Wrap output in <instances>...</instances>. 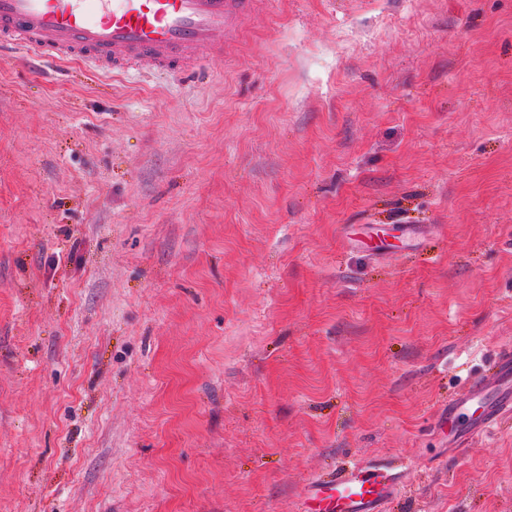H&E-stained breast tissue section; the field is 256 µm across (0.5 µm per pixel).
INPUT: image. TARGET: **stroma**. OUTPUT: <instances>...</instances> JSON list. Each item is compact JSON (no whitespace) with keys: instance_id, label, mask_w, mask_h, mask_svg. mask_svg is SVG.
I'll return each mask as SVG.
<instances>
[{"instance_id":"obj_1","label":"stroma","mask_w":512,"mask_h":512,"mask_svg":"<svg viewBox=\"0 0 512 512\" xmlns=\"http://www.w3.org/2000/svg\"><path fill=\"white\" fill-rule=\"evenodd\" d=\"M512 0H258L182 75L0 49V512H512ZM472 408L468 424L464 428L455 426L459 410ZM512 410V352H504L482 378L474 380L467 392L454 400L445 414L448 428L454 430L456 438L453 448H464L469 436L487 430L498 419ZM381 462H356L310 480L301 493V512H386L401 493V476Z\"/></svg>"}]
</instances>
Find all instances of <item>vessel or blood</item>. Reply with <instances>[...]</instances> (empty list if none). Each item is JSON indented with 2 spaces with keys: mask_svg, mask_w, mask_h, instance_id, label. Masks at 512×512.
<instances>
[{
  "mask_svg": "<svg viewBox=\"0 0 512 512\" xmlns=\"http://www.w3.org/2000/svg\"><path fill=\"white\" fill-rule=\"evenodd\" d=\"M252 0H0V43L25 53L78 60L98 71L126 74L139 64L159 72L189 70L223 55L221 37ZM470 409L455 429L456 447L512 412V352L474 380L446 414ZM401 493V476L384 462H356L310 480L300 512H386Z\"/></svg>",
  "mask_w": 512,
  "mask_h": 512,
  "instance_id": "obj_1",
  "label": "vessel or blood"
}]
</instances>
